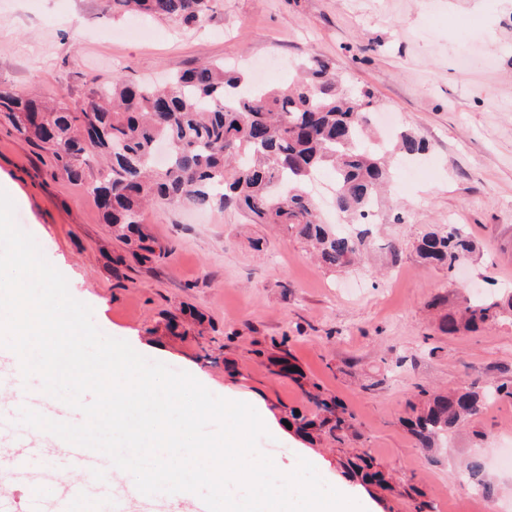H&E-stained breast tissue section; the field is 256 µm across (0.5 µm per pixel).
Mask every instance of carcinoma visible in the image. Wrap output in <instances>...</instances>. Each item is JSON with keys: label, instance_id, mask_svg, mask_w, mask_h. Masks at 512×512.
Instances as JSON below:
<instances>
[{"label": "carcinoma", "instance_id": "cac0c4a2", "mask_svg": "<svg viewBox=\"0 0 512 512\" xmlns=\"http://www.w3.org/2000/svg\"><path fill=\"white\" fill-rule=\"evenodd\" d=\"M215 0H112L121 13L168 19L199 28ZM0 121L46 152L69 181L97 200L105 223L121 242L136 244L144 261L167 249L141 220L148 204L188 203L242 213L250 224H278L311 243L326 270L334 272L362 256L366 231L341 232L326 222L305 185L322 167L336 176V210L353 223L372 209L373 198L395 177L394 153L418 157L425 144L408 132L396 136L393 150L370 146V94L344 88L335 64L310 58L280 89H247L239 73L222 63H201L162 84H132L122 77L92 89L82 101L64 98L40 104L0 83ZM170 145L167 163L152 157L158 142ZM473 251L461 227L428 231L417 256L454 269ZM506 300L466 302L443 320L440 331L455 335L495 322ZM288 337L272 340L279 354L270 358L276 374L297 380L288 359ZM315 411L290 414L297 431L345 433L354 417L313 383L306 391ZM486 394L473 385L449 394L428 395L424 410L410 422L422 448L477 415ZM463 474L483 495L493 494L483 462L471 459Z\"/></svg>", "mask_w": 512, "mask_h": 512}]
</instances>
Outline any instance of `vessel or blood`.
Wrapping results in <instances>:
<instances>
[{"label":"vessel or blood","instance_id":"obj_1","mask_svg":"<svg viewBox=\"0 0 512 512\" xmlns=\"http://www.w3.org/2000/svg\"><path fill=\"white\" fill-rule=\"evenodd\" d=\"M16 405L38 411L56 421L62 418L53 403L32 388L20 393ZM5 455L14 475L26 486L34 512H40L42 508L47 485L34 481L33 473L41 470L57 472L62 462L77 468L81 477L66 484L60 493L54 495V512H126L127 498L113 494L111 480L105 479L103 471L93 464L88 449L72 445L62 451L57 442L47 439L38 448L9 449Z\"/></svg>","mask_w":512,"mask_h":512}]
</instances>
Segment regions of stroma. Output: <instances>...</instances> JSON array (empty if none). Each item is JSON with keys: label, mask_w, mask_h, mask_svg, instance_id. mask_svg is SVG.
Here are the masks:
<instances>
[{"label": "stroma", "mask_w": 512, "mask_h": 512, "mask_svg": "<svg viewBox=\"0 0 512 512\" xmlns=\"http://www.w3.org/2000/svg\"><path fill=\"white\" fill-rule=\"evenodd\" d=\"M311 57L334 61L370 91L374 111L430 145L427 165L396 191L403 222L380 207L359 266L329 272L281 227L185 204L144 208L168 253L140 263L113 238L94 197L7 125L0 189L17 226L104 334L215 395L237 392L278 416L312 412L302 384L272 374L260 355L287 338L290 357L353 414L355 430L339 441L261 439L260 451L285 470L305 458L335 487L362 450L389 480L366 486L373 512H413L418 497L429 512H480L476 499L444 492L477 455L500 512H512V471L497 469L492 455L512 448V399L487 401L431 449L405 424L424 404L418 388L512 380V315L475 332L440 331L474 289L487 298L512 291V0H219L197 30L120 14L110 0H0V82L40 99L78 100L117 74L163 80L202 61L249 74L266 67L274 89L292 73L269 61ZM450 224L471 237L470 258L452 271L421 264L420 236ZM389 240L398 258L385 250Z\"/></svg>", "instance_id": "obj_1"}]
</instances>
